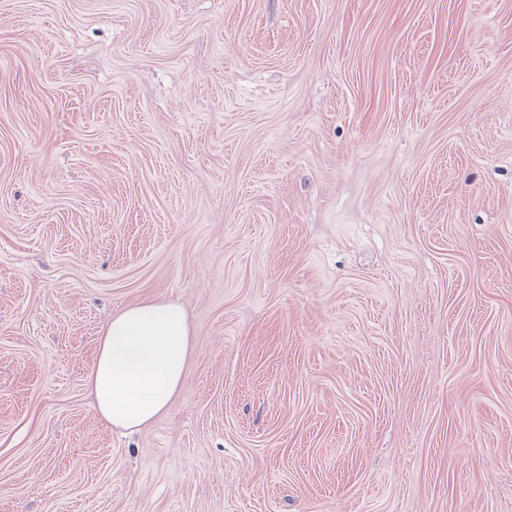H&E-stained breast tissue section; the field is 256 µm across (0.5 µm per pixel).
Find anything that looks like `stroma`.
I'll return each instance as SVG.
<instances>
[{
  "label": "stroma",
  "instance_id": "stroma-1",
  "mask_svg": "<svg viewBox=\"0 0 512 512\" xmlns=\"http://www.w3.org/2000/svg\"><path fill=\"white\" fill-rule=\"evenodd\" d=\"M0 512H512V0H0ZM192 352L181 305L145 300L118 311L102 329L86 379L99 418L126 430L151 424L182 389Z\"/></svg>",
  "mask_w": 512,
  "mask_h": 512
}]
</instances>
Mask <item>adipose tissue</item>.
I'll use <instances>...</instances> for the list:
<instances>
[{"instance_id": "1", "label": "adipose tissue", "mask_w": 512, "mask_h": 512, "mask_svg": "<svg viewBox=\"0 0 512 512\" xmlns=\"http://www.w3.org/2000/svg\"><path fill=\"white\" fill-rule=\"evenodd\" d=\"M192 352L181 305L145 300L118 311L101 332L86 379L99 418L126 430L151 424L182 389Z\"/></svg>"}]
</instances>
